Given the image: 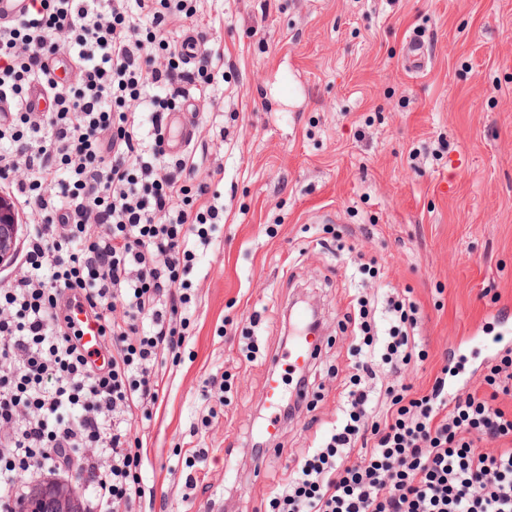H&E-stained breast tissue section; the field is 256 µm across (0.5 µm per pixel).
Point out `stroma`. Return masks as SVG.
<instances>
[{
	"mask_svg": "<svg viewBox=\"0 0 512 512\" xmlns=\"http://www.w3.org/2000/svg\"><path fill=\"white\" fill-rule=\"evenodd\" d=\"M172 29L223 55L190 187L221 206L216 246L184 278L186 340L164 401L132 424L147 451L142 512H265L273 487L337 419L351 372L353 296L419 307L427 353L414 392L447 373L479 389L512 357V0H197ZM420 38L430 59L406 69ZM376 278L359 280L358 256ZM318 304L324 345L314 408L256 464L252 424L290 303ZM256 322L247 361L241 330ZM230 379L232 390L220 385ZM206 451L191 460L193 449Z\"/></svg>",
	"mask_w": 512,
	"mask_h": 512,
	"instance_id": "obj_1",
	"label": "stroma"
}]
</instances>
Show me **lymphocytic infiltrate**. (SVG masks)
Returning a JSON list of instances; mask_svg holds the SVG:
<instances>
[{
	"mask_svg": "<svg viewBox=\"0 0 512 512\" xmlns=\"http://www.w3.org/2000/svg\"><path fill=\"white\" fill-rule=\"evenodd\" d=\"M195 13L193 0H29L0 23V98L14 105L0 119V182L39 216L21 275L0 289V501L25 495L19 473L55 471L73 453L93 490L86 512H136L146 495L127 430L164 395L162 369L185 341L176 290L197 248L213 244L217 217L188 207L179 175L198 162L190 152L168 161L162 137L167 112L205 93L221 60L204 52L183 70L169 24ZM59 55L72 58L76 82L53 79ZM35 84L42 112L27 102ZM131 101L142 111H127ZM66 291L100 321L106 366L93 367L58 315ZM388 306L381 339L367 299L347 313L360 343L344 418L272 491L267 512H512V445L475 450L512 438V414L495 404L512 392V359L484 376L486 394L449 397L439 376L410 395L400 377L426 356L417 306Z\"/></svg>",
	"mask_w": 512,
	"mask_h": 512,
	"instance_id": "1",
	"label": "lymphocytic infiltrate"
}]
</instances>
